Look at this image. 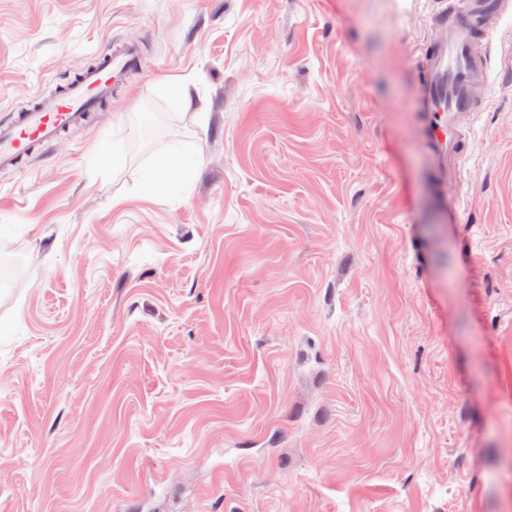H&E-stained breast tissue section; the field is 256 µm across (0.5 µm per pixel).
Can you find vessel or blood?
Masks as SVG:
<instances>
[{
    "label": "vessel or blood",
    "mask_w": 512,
    "mask_h": 512,
    "mask_svg": "<svg viewBox=\"0 0 512 512\" xmlns=\"http://www.w3.org/2000/svg\"><path fill=\"white\" fill-rule=\"evenodd\" d=\"M507 14H512V0H446L417 49V109L426 117L424 140L436 185L458 182L461 176L471 122L488 87L493 24ZM138 54L132 44L108 46L98 65L82 69L59 89L36 91L0 124V170L16 168L111 100L114 83L135 67Z\"/></svg>",
    "instance_id": "vessel-or-blood-1"
}]
</instances>
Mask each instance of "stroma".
I'll use <instances>...</instances> for the list:
<instances>
[{
    "mask_svg": "<svg viewBox=\"0 0 512 512\" xmlns=\"http://www.w3.org/2000/svg\"><path fill=\"white\" fill-rule=\"evenodd\" d=\"M439 7L0 0L1 122L141 52L0 171V512H512V16L438 190ZM194 164L180 152L172 151L161 164V172L145 181L142 191L146 194L178 193L187 186L193 175Z\"/></svg>",
    "mask_w": 512,
    "mask_h": 512,
    "instance_id": "stroma-1",
    "label": "stroma"
}]
</instances>
